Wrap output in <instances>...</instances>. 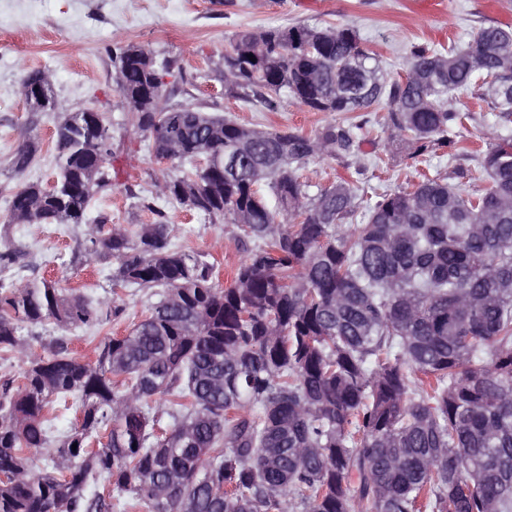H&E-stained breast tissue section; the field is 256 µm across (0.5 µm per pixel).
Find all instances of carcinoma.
Here are the masks:
<instances>
[{
  "label": "carcinoma",
  "instance_id": "1",
  "mask_svg": "<svg viewBox=\"0 0 512 512\" xmlns=\"http://www.w3.org/2000/svg\"><path fill=\"white\" fill-rule=\"evenodd\" d=\"M512 25L479 28L466 49L414 46L392 79L349 26L241 29L224 48L225 87L286 90L310 112H371L416 163L451 149L458 93L482 89L512 127ZM136 132L178 173L167 201L244 227L234 285L174 249L164 211L134 231L90 234L114 278L157 301L86 362L60 345L0 382V512H512V134L469 170L387 192L354 223L350 180L309 194L296 168L349 166L365 121L314 135L264 130L166 105L165 72L143 47L112 55ZM213 169L198 197V143ZM26 141L16 172L33 161ZM103 113L67 112L56 177L24 183L11 224H84L112 185ZM98 325L90 298L55 280L0 281V351L24 353V324ZM75 408L56 435L46 413ZM169 423L161 427L162 417ZM109 441L92 447L101 433ZM77 448H72V445Z\"/></svg>",
  "mask_w": 512,
  "mask_h": 512
}]
</instances>
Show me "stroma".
<instances>
[{
  "label": "stroma",
  "instance_id": "obj_1",
  "mask_svg": "<svg viewBox=\"0 0 512 512\" xmlns=\"http://www.w3.org/2000/svg\"><path fill=\"white\" fill-rule=\"evenodd\" d=\"M496 22L512 24V0H0V250L17 247L24 252L19 263L0 268V280L20 284L58 279L100 303L125 307L121 321L107 319L102 325L69 332L50 321L23 326L21 334L31 351L49 354L61 340L74 356L95 361L102 337L126 335L147 311L149 291L115 283L112 260L88 255L92 224L103 221L129 228L152 223L154 217L144 204L154 202L175 226L172 246L201 254L214 264L216 281L223 288L232 284L244 255L236 225L166 203L159 194L157 185L170 168L142 148L115 87L114 50L128 44L143 46L158 66L168 70L169 106H192L241 124L312 135L327 123L344 121V114L307 111L284 91L268 106L242 101L225 89L224 47L232 34L244 28L350 25L395 77L412 46L460 48L478 28ZM37 70L51 77L57 111H31L22 97L23 79ZM78 105L104 113L116 172L111 187L95 194L89 223H4L11 196L20 185L53 181L56 126L63 109ZM456 107L469 118L453 155L433 156L427 165L443 174L452 162L467 167L472 174L469 190H480L486 181L478 159L498 130L478 91L459 95ZM387 109L383 102L367 115L359 155L368 177L359 195L366 199L419 179V166L389 138L383 120ZM26 139L37 151L19 174L11 158ZM130 184L135 187L131 193L126 190Z\"/></svg>",
  "mask_w": 512,
  "mask_h": 512
}]
</instances>
